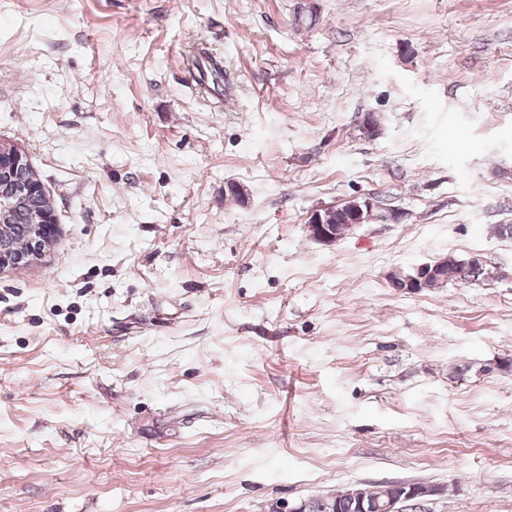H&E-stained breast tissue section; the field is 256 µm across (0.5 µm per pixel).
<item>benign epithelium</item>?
<instances>
[{
  "label": "benign epithelium",
  "instance_id": "1",
  "mask_svg": "<svg viewBox=\"0 0 512 512\" xmlns=\"http://www.w3.org/2000/svg\"><path fill=\"white\" fill-rule=\"evenodd\" d=\"M19 168L30 174V182L20 184L14 181V171ZM1 173L5 174L4 182L0 184V271L4 272L40 263L57 243L59 222L52 192L38 175L27 151L12 140L0 139ZM32 196L38 201L36 221L28 225L27 248L21 250L13 240L14 213ZM330 211L331 208L326 206L314 210L305 224L308 237L326 246L344 238L336 232V225L329 223ZM376 218L374 205L368 199L364 205L358 204L352 209L346 228L352 232ZM447 261L448 258L443 257L411 269L397 267L386 274V279L392 288L400 292L418 293L430 288L433 282L441 288L448 284V279H439L441 265ZM372 489L377 491V496L370 498L361 486H350L349 497L358 503L361 512H401V504L406 500H425L443 492L440 487L417 483L378 482L372 485Z\"/></svg>",
  "mask_w": 512,
  "mask_h": 512
}]
</instances>
